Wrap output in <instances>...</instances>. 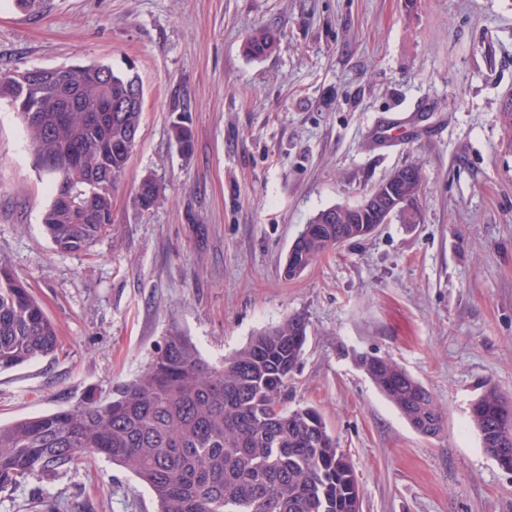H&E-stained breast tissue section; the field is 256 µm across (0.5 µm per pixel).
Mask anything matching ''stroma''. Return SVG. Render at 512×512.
I'll return each mask as SVG.
<instances>
[{
	"instance_id": "1",
	"label": "stroma",
	"mask_w": 512,
	"mask_h": 512,
	"mask_svg": "<svg viewBox=\"0 0 512 512\" xmlns=\"http://www.w3.org/2000/svg\"><path fill=\"white\" fill-rule=\"evenodd\" d=\"M278 35L247 57L246 38ZM134 69L141 126L112 229L57 250L14 108L0 101V258L57 327L55 355L0 373V422L138 375L171 329L211 363L292 314L309 321L284 405L319 410L349 457L361 512H512V471L470 424L487 387L512 397V0H0V73ZM188 125L193 148L170 135ZM424 176L420 221L392 219L295 279L288 251L331 206L397 168ZM157 205L138 210L144 175ZM399 365L446 413L418 433L361 365ZM155 512L100 460L0 491V512ZM159 200V190L151 175L144 176L135 188L133 204L141 211L154 208Z\"/></svg>"
}]
</instances>
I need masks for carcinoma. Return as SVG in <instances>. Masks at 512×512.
Wrapping results in <instances>:
<instances>
[{"label":"carcinoma","mask_w":512,"mask_h":512,"mask_svg":"<svg viewBox=\"0 0 512 512\" xmlns=\"http://www.w3.org/2000/svg\"><path fill=\"white\" fill-rule=\"evenodd\" d=\"M262 29L247 38V55L270 53ZM138 89L139 99L130 100ZM0 99L20 116L38 172L51 180L52 201L42 225L55 247L77 252L112 226L114 193L138 137L144 90L139 76L101 62L0 74ZM171 137L192 150L191 129L178 121ZM401 193L417 204L420 167L395 170ZM159 200L144 176L133 204ZM359 237L350 218L330 207L299 234L286 263L290 278L326 252ZM308 323L300 314L253 336L220 366L172 330L134 379L104 397H87L51 413L0 424V490L31 475L57 477L104 458L150 491L157 512H360L355 473L320 414L283 407L299 364ZM57 329L7 262L0 261V372L47 357ZM361 363L382 393L423 435L445 420L434 396L392 361ZM470 421L485 451L512 464V400L490 386L471 405Z\"/></svg>","instance_id":"cac0c4a2"}]
</instances>
